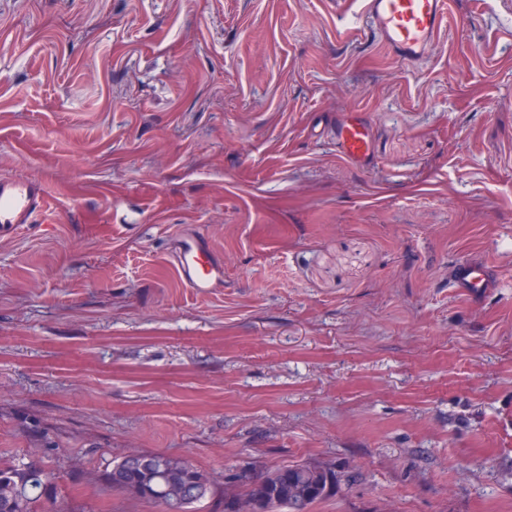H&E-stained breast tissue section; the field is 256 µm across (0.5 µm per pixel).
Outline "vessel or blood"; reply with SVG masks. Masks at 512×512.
Returning a JSON list of instances; mask_svg holds the SVG:
<instances>
[{
  "label": "vessel or blood",
  "instance_id": "vessel-or-blood-1",
  "mask_svg": "<svg viewBox=\"0 0 512 512\" xmlns=\"http://www.w3.org/2000/svg\"><path fill=\"white\" fill-rule=\"evenodd\" d=\"M447 7V0H366L365 21L394 56L416 60L440 32ZM371 136L372 125L361 112L345 115L331 130L338 155L364 166L373 162ZM46 206L41 179L0 176V237L13 235L20 225L34 223ZM171 257L176 276L194 293L209 295L223 288L224 264L202 238L191 233L181 235L172 244ZM455 281L468 294L491 286L488 268L476 259L458 263Z\"/></svg>",
  "mask_w": 512,
  "mask_h": 512
}]
</instances>
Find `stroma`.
<instances>
[{
  "label": "stroma",
  "mask_w": 512,
  "mask_h": 512,
  "mask_svg": "<svg viewBox=\"0 0 512 512\" xmlns=\"http://www.w3.org/2000/svg\"><path fill=\"white\" fill-rule=\"evenodd\" d=\"M363 7L0 0V175L50 198L0 239V466L71 512H162L105 479L133 452L207 472L197 512L305 461L347 480L312 512H512V17L451 0L403 62ZM350 112L372 166L309 135ZM176 276L198 295H210L224 288V263L205 241L192 234H182L171 247ZM455 281L457 288L470 295L479 294L492 286L488 268L477 259L459 262L455 269Z\"/></svg>",
  "instance_id": "stroma-1"
}]
</instances>
